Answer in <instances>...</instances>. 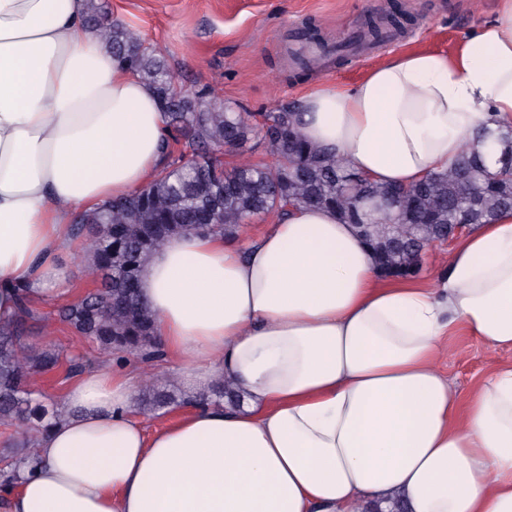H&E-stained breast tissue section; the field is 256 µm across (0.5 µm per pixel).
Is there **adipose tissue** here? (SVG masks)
Segmentation results:
<instances>
[{
    "mask_svg": "<svg viewBox=\"0 0 512 512\" xmlns=\"http://www.w3.org/2000/svg\"><path fill=\"white\" fill-rule=\"evenodd\" d=\"M88 0H0V320L72 300L79 213L145 186L166 118L84 19ZM310 143L372 181L444 171L478 127L512 122V0L454 55L397 53L352 89L301 101ZM142 295L174 382L218 378L239 407L154 430L134 374L106 366L34 435L42 464L11 512H512V365L460 399L438 367L456 329L512 351V212L472 232L434 288L380 283L358 230L289 210L248 249L171 238Z\"/></svg>",
    "mask_w": 512,
    "mask_h": 512,
    "instance_id": "obj_1",
    "label": "adipose tissue"
}]
</instances>
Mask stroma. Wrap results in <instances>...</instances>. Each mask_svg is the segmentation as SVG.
<instances>
[{
  "instance_id": "stroma-1",
  "label": "stroma",
  "mask_w": 512,
  "mask_h": 512,
  "mask_svg": "<svg viewBox=\"0 0 512 512\" xmlns=\"http://www.w3.org/2000/svg\"><path fill=\"white\" fill-rule=\"evenodd\" d=\"M113 16L137 27L146 41L167 52L181 85L210 99L263 116L278 105L300 101L328 85L354 87L392 53L453 54L498 6V0H109ZM410 16L403 34L349 61L311 62L303 69L291 55L294 29L316 25L322 49L391 7ZM50 325H33L28 341L79 351L86 368L102 366L91 340L73 336L41 308ZM442 371L459 395L470 394L512 352H497L464 331L446 337Z\"/></svg>"
}]
</instances>
